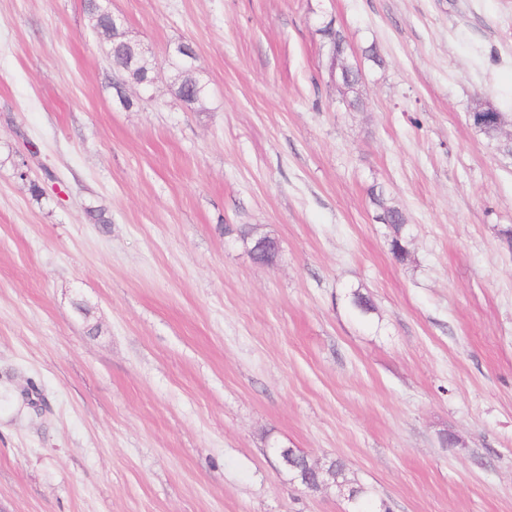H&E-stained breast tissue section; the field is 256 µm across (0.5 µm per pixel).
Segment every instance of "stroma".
<instances>
[{
  "instance_id": "stroma-1",
  "label": "stroma",
  "mask_w": 512,
  "mask_h": 512,
  "mask_svg": "<svg viewBox=\"0 0 512 512\" xmlns=\"http://www.w3.org/2000/svg\"><path fill=\"white\" fill-rule=\"evenodd\" d=\"M109 7L155 77L128 108L83 0H0V512H349L274 441L376 512H512V156L468 121L512 93V0ZM176 71L177 75L175 79L178 82L177 95L183 102L195 98V103H197L205 97L206 87L194 76V69L179 59ZM370 198L372 203L379 209L377 216L385 213L389 217L391 224L384 225L389 230L388 237L390 250L395 259L400 262H404L407 259L409 253L406 247L407 224L402 210L399 207L387 204L385 194L382 189L373 188L370 192ZM331 466L334 469V474L336 477V483L343 485L345 489H352L356 493L355 502H353L354 512H370L366 510L367 504L369 501L368 491L363 487L358 485H354L351 480L346 476L345 469L343 464L340 461H332Z\"/></svg>"
}]
</instances>
